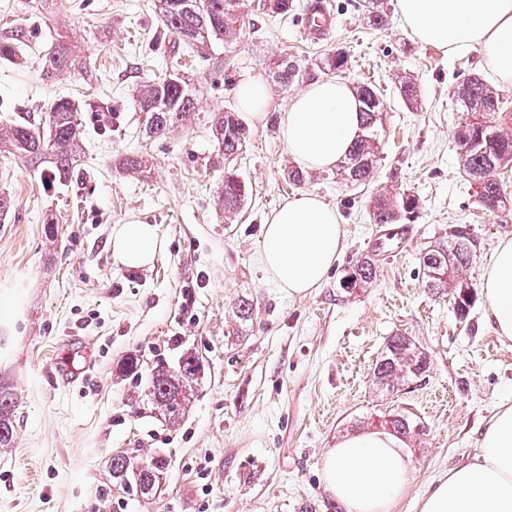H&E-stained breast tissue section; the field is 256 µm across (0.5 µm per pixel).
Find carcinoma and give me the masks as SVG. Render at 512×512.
I'll use <instances>...</instances> for the list:
<instances>
[{
	"mask_svg": "<svg viewBox=\"0 0 512 512\" xmlns=\"http://www.w3.org/2000/svg\"><path fill=\"white\" fill-rule=\"evenodd\" d=\"M247 0H158L159 22L165 32L192 49L206 50L213 41L229 45L241 34ZM295 0H259L258 9L288 18L294 14ZM364 20L373 30L388 26L390 13L383 0H364ZM74 59L70 48L59 43L48 52L44 69L48 74H64ZM273 79L289 86L304 79L299 65L291 58L274 63ZM398 95L408 107L418 105L419 85L409 76L398 80ZM378 89L364 83L357 87V96L364 115L363 134L354 143L348 155L338 165L336 174L350 183L368 185L373 182L379 162V134L377 123L381 110L369 106L368 98ZM137 111L144 115L143 131L150 138H161L172 128L192 123L196 112L195 88L189 85L180 70H172L160 78L141 85L135 99ZM459 111L466 113L457 132L461 164L474 182L477 202L487 213L497 216L512 211V197L500 181L498 171L512 163V137L499 133L497 116L506 111L504 101L496 89L476 73L466 75L457 86ZM80 108L71 99L61 96L51 106L45 125L31 122L0 124V149L17 155L37 170L46 162L51 164L47 178L67 185L79 173L84 143ZM212 133L218 151L224 155V179L218 197L224 207V217L236 214L249 193L248 184L239 178L233 163L246 152L251 132L240 121L236 112L226 109L214 113ZM148 160L137 153L117 159L116 168L127 174L142 175ZM373 222L401 224L409 219L419 206L413 194L393 193L385 189L371 200ZM470 240L461 231L451 234L446 242L429 246L421 261L425 287L434 296L453 290L456 297L471 291V287L457 279L458 269L470 262ZM348 276L354 285L362 286L376 276L373 259L364 258L351 267ZM202 364L191 351L184 352L175 366H157L151 369L146 397L152 406L176 423L184 417L193 396L194 385L201 374ZM428 372L425 353L407 336L396 334L388 338L373 367L371 381L377 389L392 392L419 380ZM15 398L0 390V447L9 446L14 438L12 415ZM393 432L404 437L420 435L424 426L411 416L396 412L389 415ZM167 457L155 452L147 456L119 453L112 456L109 472L127 492L137 497L156 496L167 474Z\"/></svg>",
	"mask_w": 512,
	"mask_h": 512,
	"instance_id": "carcinoma-1",
	"label": "carcinoma"
}]
</instances>
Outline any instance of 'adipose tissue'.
<instances>
[{
    "label": "adipose tissue",
    "mask_w": 512,
    "mask_h": 512,
    "mask_svg": "<svg viewBox=\"0 0 512 512\" xmlns=\"http://www.w3.org/2000/svg\"><path fill=\"white\" fill-rule=\"evenodd\" d=\"M396 10L415 39L454 56L479 50L487 74L512 88V0H396ZM243 122L261 123L271 97L252 77L235 90ZM363 115L353 88L327 77L308 83L291 100L280 138L302 169L324 171L346 156L362 132ZM343 226L336 207L302 192L269 216L262 239L268 275L289 294L319 287L342 248ZM112 256L126 267L151 264L158 251L154 225H117ZM482 292L499 336L512 339V240L491 257ZM402 438L377 431L346 436L328 449L322 484L345 512H393L409 483ZM420 512H512V406L489 419L478 452L449 469L422 500Z\"/></svg>",
    "instance_id": "adipose-tissue-1"
}]
</instances>
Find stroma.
<instances>
[{
	"mask_svg": "<svg viewBox=\"0 0 512 512\" xmlns=\"http://www.w3.org/2000/svg\"><path fill=\"white\" fill-rule=\"evenodd\" d=\"M324 2L334 25L321 40L302 13L283 21L249 8L232 45L188 59L183 73L198 99L192 123L149 139L137 90L183 56L162 34L156 0H0V42H24L13 60H0V123L44 121L61 96L93 102L98 82L112 102L111 132L83 113L86 152L69 186L0 156V194L12 200L0 219V387L16 398L15 440L0 447V512H97L105 499L112 512H300L309 502L335 512L321 479L325 453L398 408L426 432L407 440L411 482L395 512H420L432 483L473 459L490 416L512 406V341L497 335L481 290L494 250L512 239V214L478 206L456 144L464 116L454 88L482 73L481 54L449 57L418 43L399 16L376 31L359 0ZM60 40L87 66L44 77L43 58ZM327 54L343 56V81L372 82L385 104L375 183L357 187L331 169L291 186L278 129L254 124L237 163L250 192L225 221L214 113L235 108L237 84L258 76L270 115L285 117L298 88L272 82L273 62L292 58L318 79L314 64ZM404 74L420 85L413 109L396 90ZM129 151L147 156V173L116 171L114 158ZM383 188L411 191L418 212L401 251L377 259L370 287L344 288L346 271L371 252L369 201ZM301 190L336 207L344 248L321 287L291 295L263 267L262 231L271 211ZM134 218L155 225L159 241L152 265L136 269L115 263L110 248L116 225ZM456 229L472 242L461 276L473 303L463 318L453 296L428 292L420 264L426 248ZM243 298L257 311L246 325L233 314ZM396 334L420 346L430 369L405 390L382 393L372 367ZM176 336L205 368L172 425L142 402L144 385L119 371L130 358L145 374L157 360L176 363ZM85 346L92 367L83 383L54 384L55 364L83 365ZM156 450L170 470L154 498L112 481L114 453Z\"/></svg>",
	"mask_w": 512,
	"mask_h": 512,
	"instance_id": "obj_1",
	"label": "stroma"
}]
</instances>
